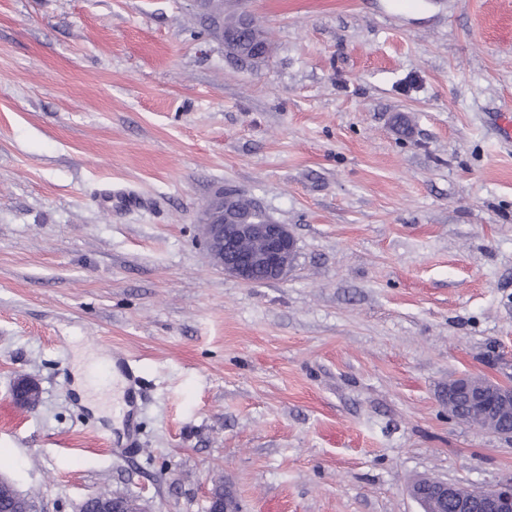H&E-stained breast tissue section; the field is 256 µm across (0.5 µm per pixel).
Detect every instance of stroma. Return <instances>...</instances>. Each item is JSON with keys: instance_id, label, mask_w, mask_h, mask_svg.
Here are the masks:
<instances>
[{"instance_id": "stroma-1", "label": "stroma", "mask_w": 512, "mask_h": 512, "mask_svg": "<svg viewBox=\"0 0 512 512\" xmlns=\"http://www.w3.org/2000/svg\"><path fill=\"white\" fill-rule=\"evenodd\" d=\"M271 37L230 58L196 0H0V478L37 512H418L419 478H512V437L449 415L512 384V0H224ZM235 190L288 225L286 278L216 268ZM125 355L122 423L71 388ZM35 378L36 407L11 396ZM97 365L98 360L93 354H89L83 349L78 351L73 365V389L76 391L80 402L89 407L97 416L110 417V411L90 398L91 391L96 386L94 372ZM474 403V412L480 417L475 420L471 410L463 409L457 417L476 424L491 433L511 436L512 431L498 429L500 422L512 418V384L491 381L480 375H464L448 383V412L460 406Z\"/></svg>"}]
</instances>
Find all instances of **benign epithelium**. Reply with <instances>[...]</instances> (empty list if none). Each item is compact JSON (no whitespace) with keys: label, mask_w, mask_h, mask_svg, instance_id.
Listing matches in <instances>:
<instances>
[{"label":"benign epithelium","mask_w":512,"mask_h":512,"mask_svg":"<svg viewBox=\"0 0 512 512\" xmlns=\"http://www.w3.org/2000/svg\"><path fill=\"white\" fill-rule=\"evenodd\" d=\"M233 195H215L200 220L204 244L211 262L224 273L246 284L284 279L294 264L296 241L286 224L269 219L242 223L226 210ZM13 397L23 407L40 401L41 387L30 378L18 379ZM474 404L476 424L494 434L511 436L498 424L512 417V384L480 375H464L448 383V410ZM419 512H512V482L482 492L466 493L461 486L441 479H419L409 487ZM208 512H239L235 498L210 497Z\"/></svg>","instance_id":"obj_1"}]
</instances>
